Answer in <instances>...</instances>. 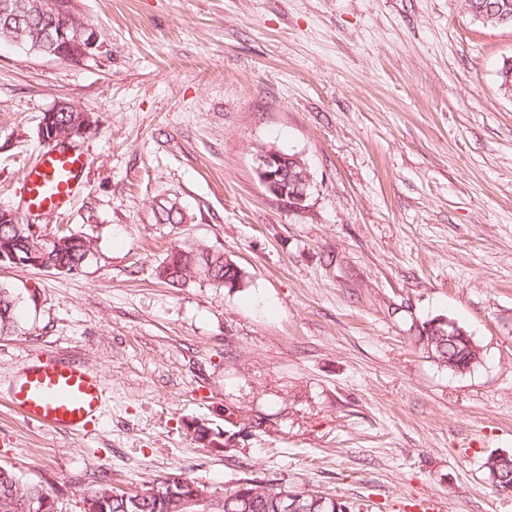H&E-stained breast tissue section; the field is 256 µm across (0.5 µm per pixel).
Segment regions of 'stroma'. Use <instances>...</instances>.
I'll return each mask as SVG.
<instances>
[{"label":"stroma","mask_w":512,"mask_h":512,"mask_svg":"<svg viewBox=\"0 0 512 512\" xmlns=\"http://www.w3.org/2000/svg\"><path fill=\"white\" fill-rule=\"evenodd\" d=\"M100 48L63 61L0 39V208L51 236L93 238L77 273L0 265L22 302L0 335V381L70 356L111 401L72 435L0 403V466L83 512L99 475L124 491L171 469L216 495L250 477L355 512H512L484 462L512 456V96L496 71L512 27L461 0H72ZM94 123L82 188L22 212L45 112ZM300 156L305 209L261 183L254 156ZM173 198L189 224H159ZM201 241L245 287L155 270ZM451 319L482 350L454 373L413 337ZM234 421H227V414ZM202 425L224 435L211 448Z\"/></svg>","instance_id":"35a3bbf8"}]
</instances>
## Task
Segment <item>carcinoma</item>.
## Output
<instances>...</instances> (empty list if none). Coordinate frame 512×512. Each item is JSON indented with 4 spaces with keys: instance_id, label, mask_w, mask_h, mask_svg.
<instances>
[{
    "instance_id": "obj_1",
    "label": "carcinoma",
    "mask_w": 512,
    "mask_h": 512,
    "mask_svg": "<svg viewBox=\"0 0 512 512\" xmlns=\"http://www.w3.org/2000/svg\"><path fill=\"white\" fill-rule=\"evenodd\" d=\"M29 5L30 23L25 27L11 28L0 24V38H8L30 51L40 43L49 45L42 31L53 21V5L50 0H26ZM464 8L472 15L482 16V23L498 24L500 10L512 15V0H464ZM499 87L512 95V60L503 62L497 71ZM52 120V125L65 129L81 122L80 112H54L43 114L42 121ZM156 223L186 224L191 217L181 210L174 209L166 199L155 202L153 207ZM94 251L93 240L82 234L69 232L54 236L50 243L39 245L29 242L27 225L19 223L15 215L0 209V264H13L12 257L25 267L51 270L57 274H71L81 270ZM200 270L206 271L202 280L216 288L224 287V253L196 242L185 240L167 251L162 262L156 267L157 277L172 286H182L196 276ZM19 298L15 292L0 286V334L16 330ZM415 342L428 357L449 370L463 373L476 368L481 359L477 353L453 341L452 328L439 326V331L428 329L423 324ZM486 471L496 489L512 486V456H494L486 459ZM182 473L177 469L158 477L166 484L164 493L174 497L185 496L192 487L205 488L195 481L181 480ZM223 507L214 512H282L281 501L274 496L269 486H262L255 479L243 478L240 484L226 491ZM124 492L117 491L106 476L98 478L96 488L84 499V512H168L171 501L162 499L142 503L138 507L123 499ZM52 501L50 494L42 486L23 481L13 470L0 466V512H55L45 508ZM301 512H353L348 503L335 498L305 496L300 503Z\"/></svg>"
}]
</instances>
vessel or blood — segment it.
<instances>
[{
	"mask_svg": "<svg viewBox=\"0 0 512 512\" xmlns=\"http://www.w3.org/2000/svg\"><path fill=\"white\" fill-rule=\"evenodd\" d=\"M86 161L66 146L44 151L25 173L28 212L68 210ZM10 406L27 421L73 435L89 433L102 416L108 389L83 365L54 359L24 363L9 386Z\"/></svg>",
	"mask_w": 512,
	"mask_h": 512,
	"instance_id": "1",
	"label": "vessel or blood"
}]
</instances>
